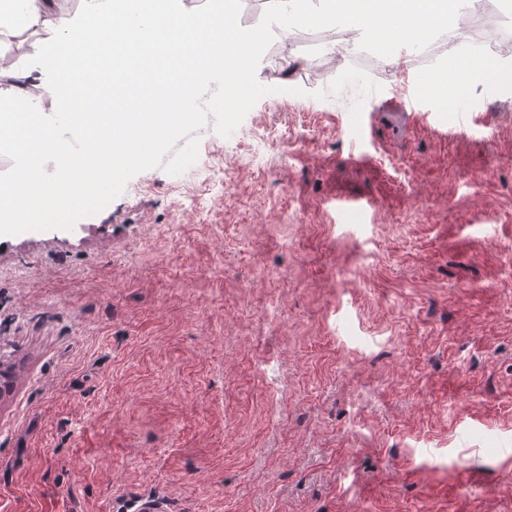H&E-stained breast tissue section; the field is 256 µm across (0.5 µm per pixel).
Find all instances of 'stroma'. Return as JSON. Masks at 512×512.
Listing matches in <instances>:
<instances>
[{
    "instance_id": "1",
    "label": "stroma",
    "mask_w": 512,
    "mask_h": 512,
    "mask_svg": "<svg viewBox=\"0 0 512 512\" xmlns=\"http://www.w3.org/2000/svg\"><path fill=\"white\" fill-rule=\"evenodd\" d=\"M492 2L397 69L339 58L347 27L276 29L271 94L185 172L0 235V512H512V48H470ZM349 66L381 86L356 123L353 88L316 97ZM462 102L481 124L448 136Z\"/></svg>"
}]
</instances>
